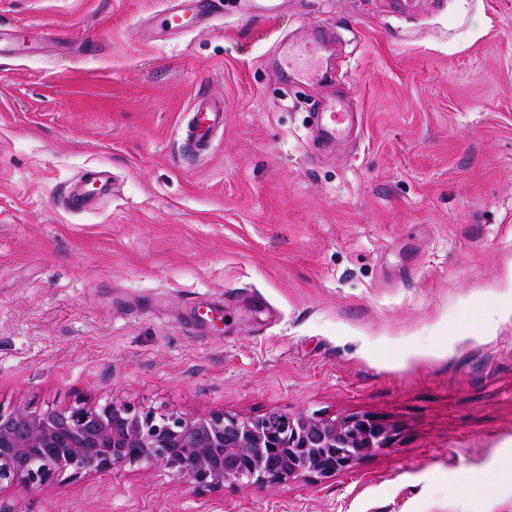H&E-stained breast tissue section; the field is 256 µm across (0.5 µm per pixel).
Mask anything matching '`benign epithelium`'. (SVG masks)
<instances>
[{
  "instance_id": "1",
  "label": "benign epithelium",
  "mask_w": 512,
  "mask_h": 512,
  "mask_svg": "<svg viewBox=\"0 0 512 512\" xmlns=\"http://www.w3.org/2000/svg\"><path fill=\"white\" fill-rule=\"evenodd\" d=\"M391 427L367 414L254 419L227 413L186 418L128 405L63 411L0 408V486H41L53 476L160 465L175 479L209 487L332 478L389 446ZM49 459L36 470L29 461Z\"/></svg>"
}]
</instances>
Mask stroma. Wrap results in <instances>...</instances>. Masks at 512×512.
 <instances>
[{"label": "stroma", "instance_id": "1", "mask_svg": "<svg viewBox=\"0 0 512 512\" xmlns=\"http://www.w3.org/2000/svg\"><path fill=\"white\" fill-rule=\"evenodd\" d=\"M0 0V407L369 414L330 479L217 489L160 466L0 487V512H512V0ZM322 25L333 80L281 42ZM224 101L202 157L177 128ZM359 136L319 144L337 96ZM112 192L70 209L84 169ZM219 14L216 0H167L156 18L163 31L183 35L212 26Z\"/></svg>", "mask_w": 512, "mask_h": 512}]
</instances>
